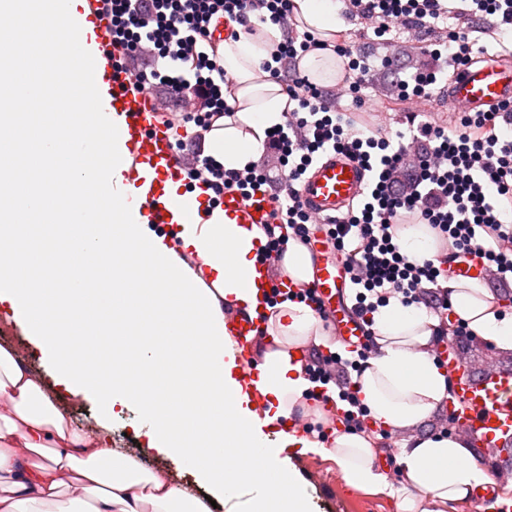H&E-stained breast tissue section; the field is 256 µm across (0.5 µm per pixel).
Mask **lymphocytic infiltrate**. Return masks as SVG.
I'll return each instance as SVG.
<instances>
[{
	"label": "lymphocytic infiltrate",
	"instance_id": "lymphocytic-infiltrate-1",
	"mask_svg": "<svg viewBox=\"0 0 512 512\" xmlns=\"http://www.w3.org/2000/svg\"><path fill=\"white\" fill-rule=\"evenodd\" d=\"M99 17L110 25L108 44L121 46L126 58H134L143 43H151L166 70L137 74L143 87L165 82L175 105L184 99L199 103L196 112L185 113L184 122L194 131L177 145L191 152L194 163L186 168L188 179H204L211 190V205H220L225 192L267 190L270 177L257 167L227 170L204 153L207 133L215 122L230 114L224 99V69L207 49L213 18L240 19L283 25L291 14V0H99ZM464 8L446 6L444 0H349V14L373 23L382 37L392 29L427 30L458 13L488 19L499 36L512 37V0H464ZM320 43L311 36L285 33L275 60L292 71L283 90L290 108L284 123L269 134L268 149L281 152L288 164V188L282 189L264 225L267 237L263 259L282 255L286 237L310 244L311 216L294 188L312 165L317 153L332 149L360 163L371 172L358 211H347L329 236L357 286L355 309L364 320L389 302L425 303L431 285L442 276L431 262L410 263L394 243V226L409 218L429 225L450 239L459 254L470 256L492 269L499 281L512 278V223L503 219L512 206V138L499 136L502 123L495 112H464L453 127L429 120L396 132L394 137L365 136L343 113H331L320 90L296 69L300 60ZM483 47L468 32L452 28L431 54L437 68L400 78L405 100L430 99L442 69L452 71L469 63Z\"/></svg>",
	"mask_w": 512,
	"mask_h": 512
}]
</instances>
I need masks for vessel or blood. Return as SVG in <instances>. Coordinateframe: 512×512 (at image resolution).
Returning <instances> with one entry per match:
<instances>
[{
  "label": "vessel or blood",
  "instance_id": "vessel-or-blood-1",
  "mask_svg": "<svg viewBox=\"0 0 512 512\" xmlns=\"http://www.w3.org/2000/svg\"><path fill=\"white\" fill-rule=\"evenodd\" d=\"M132 81L128 73L113 72L112 82L120 90L113 94L111 106L125 113L127 133L137 160L153 173L145 202L150 221L164 224L168 221L171 189L180 179L179 166L168 128L156 111L155 99L148 90H132ZM448 96L458 112L500 111L512 105V65L490 55L483 56L481 63H468L453 76ZM365 183L366 173L357 161L330 151L305 176L299 194L306 212L317 223L333 224L343 208L362 193ZM222 206L225 216L247 227L270 221L271 201L258 190L246 195L238 191L225 193ZM315 254L313 278L306 287L313 291L324 315L331 317L332 330L345 342H352L363 336L364 329L355 312L340 305L347 283L339 259L326 247L316 249ZM268 267L265 260L255 267V278L260 284H274L283 294L296 293L304 287L288 277L270 280ZM261 322V313L244 309L228 322L237 342V357L248 367ZM247 377L257 379L258 373L249 367ZM448 414L468 426L476 446H498L512 437V374L467 377L454 393Z\"/></svg>",
  "mask_w": 512,
  "mask_h": 512
}]
</instances>
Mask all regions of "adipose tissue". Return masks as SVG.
Returning a JSON list of instances; mask_svg holds the SVG:
<instances>
[{"label":"adipose tissue","mask_w":512,"mask_h":512,"mask_svg":"<svg viewBox=\"0 0 512 512\" xmlns=\"http://www.w3.org/2000/svg\"><path fill=\"white\" fill-rule=\"evenodd\" d=\"M300 32L326 42L309 52L302 66L319 85L336 83L343 60L328 44L342 26L336 0H292ZM91 0H56L49 15L58 42L74 41L81 65L70 85L80 100L99 103L98 111L72 117L64 134L82 173V185L95 184L106 170L123 193L121 206L101 196L92 201L112 217L113 249L128 248L139 258L132 287L166 309L173 331L194 353V413L173 412V398L143 397L121 371L105 372L78 352L77 337L93 335L97 323L67 321L48 328L39 310L47 288L29 280L18 267L14 229L0 225V310L6 309L37 343L58 384L96 395L100 422L108 424L119 406L138 405L148 424V450L191 466L207 497L177 489L167 469H148L110 436L78 430L54 402L45 380L32 373L9 348L0 346V512H307L308 503L289 453H319L332 458L347 482L376 491L389 486L374 465V450L364 436L334 431L330 443L302 429L283 432L268 448L265 432L300 406L309 382L302 350L323 341L320 321L305 303L281 300L261 306L262 292L252 273L264 233L225 216L222 208L199 218L194 194L171 197L175 234L149 228L142 203L152 175L140 164L123 133L124 114L107 106L111 84L105 61L88 21ZM281 30L274 25L252 34L241 31L232 43L219 44L216 61L232 80L226 93L233 116L207 136V151L225 169L256 164L266 133L283 122L288 102L280 85L264 71L272 63ZM396 242L412 262L447 265L451 247L426 224H406ZM456 317L475 335L512 351V317L476 280L448 278L442 283ZM265 308L269 345L259 378L246 384L226 330L227 311ZM437 319L425 310L393 299L373 314L374 354L356 376L355 387L369 415L383 428L405 431L431 420L448 398V375L437 361ZM399 512H440L441 506L487 484L488 476L471 462V450L456 433L415 437L401 460Z\"/></svg>","instance_id":"ef3b65f1"}]
</instances>
